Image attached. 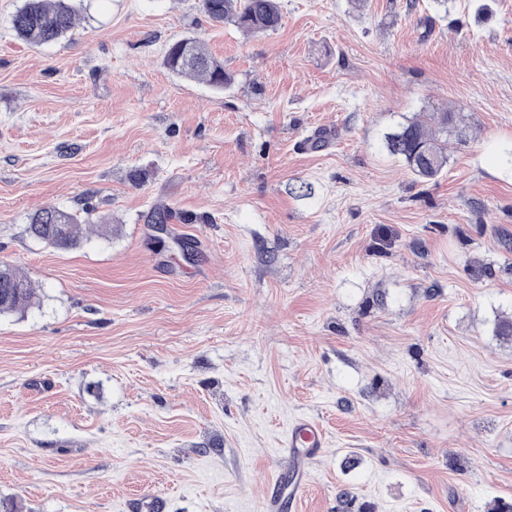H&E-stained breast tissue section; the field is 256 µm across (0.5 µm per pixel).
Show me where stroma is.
<instances>
[{"label":"stroma","mask_w":512,"mask_h":512,"mask_svg":"<svg viewBox=\"0 0 512 512\" xmlns=\"http://www.w3.org/2000/svg\"><path fill=\"white\" fill-rule=\"evenodd\" d=\"M279 3L250 37L200 0H75L32 47L0 0V262L37 293L0 315L20 512H268L298 416L327 446L280 512L512 506V0ZM190 35L224 91L164 66ZM451 108L471 136L415 181L382 138ZM88 205L111 238L25 232ZM81 218L76 213L47 207L30 217L26 231L45 244L63 250L74 249L83 240Z\"/></svg>","instance_id":"obj_1"}]
</instances>
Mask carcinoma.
Masks as SVG:
<instances>
[{
  "label": "carcinoma",
  "instance_id": "1",
  "mask_svg": "<svg viewBox=\"0 0 512 512\" xmlns=\"http://www.w3.org/2000/svg\"><path fill=\"white\" fill-rule=\"evenodd\" d=\"M208 17L230 24L251 35H264L278 28L281 8L278 0H202ZM17 36L31 46H42L74 32L77 12L70 0H24L12 16ZM164 64L174 75L200 80L215 91L231 82L224 65L208 51L198 37L169 44ZM469 125L461 112H420L384 135L385 147L415 178L432 180L448 166L445 140L467 141ZM81 218L73 212L47 207L30 217L26 231L33 238L58 249L81 245ZM35 297L31 282L9 265L0 266V313L23 312Z\"/></svg>",
  "mask_w": 512,
  "mask_h": 512
}]
</instances>
